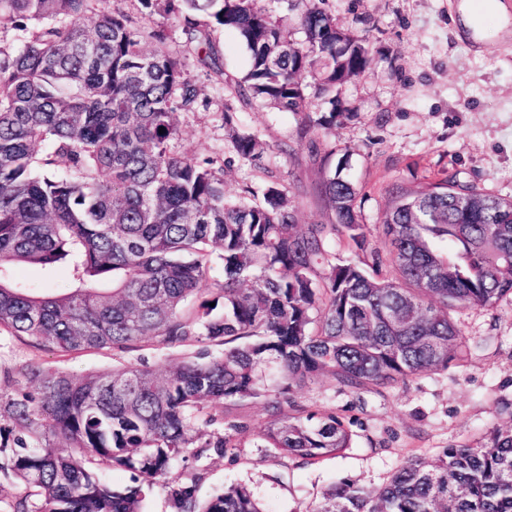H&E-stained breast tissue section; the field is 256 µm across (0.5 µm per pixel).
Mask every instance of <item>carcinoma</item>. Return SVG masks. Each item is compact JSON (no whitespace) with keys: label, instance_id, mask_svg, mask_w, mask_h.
<instances>
[{"label":"carcinoma","instance_id":"cac0c4a2","mask_svg":"<svg viewBox=\"0 0 512 512\" xmlns=\"http://www.w3.org/2000/svg\"><path fill=\"white\" fill-rule=\"evenodd\" d=\"M137 2L136 21L108 0H0V32L26 34L0 47V331L63 352L131 351L151 338L224 353L202 349L164 381L147 367L0 366V477L28 488L8 512H142L174 464L240 446L246 428H224L205 408L261 397L271 413L261 447L311 464L338 457L351 432L333 413L295 409L293 389L327 375L358 393L446 370L472 348L452 313L512 296L511 199L452 178L395 185L372 246L338 170L316 187L335 223L299 225L280 181L259 201L250 187L231 198L224 154L174 152L176 117L198 110L202 85L154 16L178 22L229 97L292 113L299 145L342 123L339 91L369 67V37L338 27L326 0H286L302 41L258 0ZM214 26L245 44L242 77L224 78ZM311 98L333 109L312 112ZM222 120L230 152L260 161L266 144L232 128L227 104ZM338 238L351 256H336ZM215 259L218 314L195 303ZM16 264L65 265L72 285L35 294L11 279ZM95 462L130 472L131 484L113 487ZM200 480L189 471L162 483L177 512H266L243 485L201 502ZM312 512H512V426L433 465L411 458L376 491L340 482Z\"/></svg>","mask_w":512,"mask_h":512}]
</instances>
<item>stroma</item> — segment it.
<instances>
[{
    "instance_id": "obj_1",
    "label": "stroma",
    "mask_w": 512,
    "mask_h": 512,
    "mask_svg": "<svg viewBox=\"0 0 512 512\" xmlns=\"http://www.w3.org/2000/svg\"><path fill=\"white\" fill-rule=\"evenodd\" d=\"M459 0H327L338 25L368 35L371 61L365 76L340 96L345 118L335 134L283 152L297 120L261 103L233 102L240 125L269 146L264 167L228 164V195L261 190L269 176L289 187L302 224H329L333 217L313 194L315 183L337 165L357 189L368 228H376L392 185L420 187L452 177L512 199V25L490 22V37L475 42L459 16ZM205 109L180 113L176 148L186 155L221 152L228 145L222 126L224 91L205 82ZM453 318L479 348L464 363L423 373L386 388L352 393L322 377L297 390L307 411L336 413L353 443L341 456L310 465L274 448L255 447L270 421L265 399L224 408L225 422L245 425L241 445L196 467L199 499L218 487L245 484L266 512H308L339 482L375 490L411 457L433 464L443 449L477 445L495 427L512 424L500 403L512 399V298L496 307L462 308ZM193 347L153 340L133 351L111 349L78 354L37 348L0 333V365L27 363L64 372H109L148 366L165 372L192 355Z\"/></svg>"
}]
</instances>
